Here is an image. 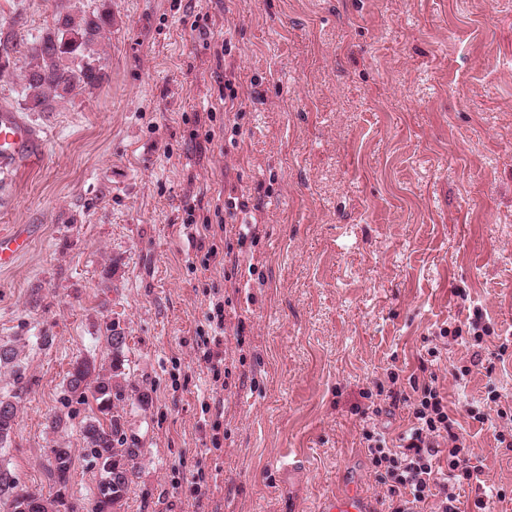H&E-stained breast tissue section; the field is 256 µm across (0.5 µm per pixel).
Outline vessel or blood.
Instances as JSON below:
<instances>
[{
	"instance_id": "vessel-or-blood-1",
	"label": "vessel or blood",
	"mask_w": 512,
	"mask_h": 512,
	"mask_svg": "<svg viewBox=\"0 0 512 512\" xmlns=\"http://www.w3.org/2000/svg\"><path fill=\"white\" fill-rule=\"evenodd\" d=\"M43 140L38 128L16 112L0 113V175H6L23 164L41 157ZM32 236L23 227L0 233V269L12 267L24 256ZM322 512H376L371 497L357 486H349L333 497Z\"/></svg>"
}]
</instances>
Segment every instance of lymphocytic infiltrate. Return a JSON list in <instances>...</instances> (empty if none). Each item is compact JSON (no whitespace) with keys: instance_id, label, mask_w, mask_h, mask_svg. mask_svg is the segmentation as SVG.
I'll return each mask as SVG.
<instances>
[{"instance_id":"lymphocytic-infiltrate-1","label":"lymphocytic infiltrate","mask_w":512,"mask_h":512,"mask_svg":"<svg viewBox=\"0 0 512 512\" xmlns=\"http://www.w3.org/2000/svg\"><path fill=\"white\" fill-rule=\"evenodd\" d=\"M440 337L464 340L472 350L469 364L455 367L454 376L465 380L473 367L482 365L486 344L497 340L495 358L512 352V339L500 337L494 323L486 321L481 309H474L466 326H448ZM386 404L371 403L372 415L384 407H405L410 425L397 440H390L377 425L362 428V442L369 466L384 488L381 500L386 512H424L435 504V512H461L455 489L479 482L482 474L474 465L469 448L455 430L448 404L435 379L412 376L407 389H391Z\"/></svg>"}]
</instances>
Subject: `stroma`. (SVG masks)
I'll list each match as a JSON object with an SVG mask.
<instances>
[{"instance_id":"obj_1","label":"stroma","mask_w":512,"mask_h":512,"mask_svg":"<svg viewBox=\"0 0 512 512\" xmlns=\"http://www.w3.org/2000/svg\"><path fill=\"white\" fill-rule=\"evenodd\" d=\"M104 79L31 121L41 163L0 178V232L34 227L0 270V397L17 407L0 468L49 498L48 450L89 512L98 466L67 396L72 364L127 336L128 437L143 448L121 512H319L344 480L380 498L364 394L430 365L479 457L472 505L512 512V358L467 384L441 339L482 309L512 333V0H105ZM69 0H0L27 43ZM236 97L225 100L226 87ZM261 208L240 240L229 195ZM224 303V359L203 340ZM495 386L489 421L465 413ZM149 404L139 407L138 392ZM63 417L65 427L52 431ZM48 451V477L53 485L64 483L66 488L73 462L72 448L57 444Z\"/></svg>"}]
</instances>
